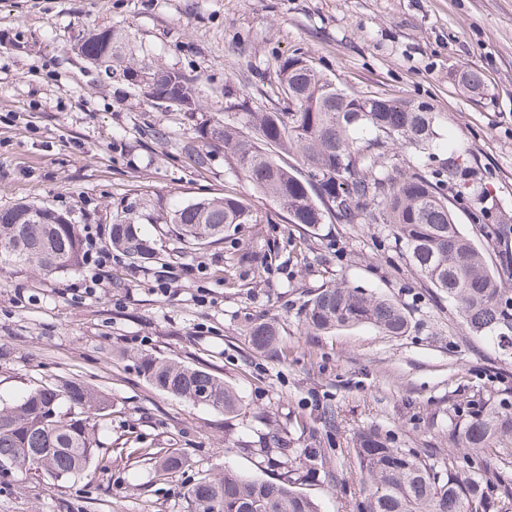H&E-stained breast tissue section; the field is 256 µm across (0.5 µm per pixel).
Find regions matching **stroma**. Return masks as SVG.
Wrapping results in <instances>:
<instances>
[{"mask_svg": "<svg viewBox=\"0 0 512 512\" xmlns=\"http://www.w3.org/2000/svg\"><path fill=\"white\" fill-rule=\"evenodd\" d=\"M110 25L197 76L213 117L242 88L265 102L275 59L297 51L346 90L428 103L482 190L449 187L460 228L490 268L512 271V0H0V208L81 209L101 239L113 201L137 187L171 200L229 189L259 210L256 223L199 250L146 225L155 259L113 252L90 298L73 290L78 273L0 266V407L70 378L112 399L90 468L70 481L0 474V512H193L187 487L228 467L291 481L320 512H361L354 448L367 429L438 465L463 462L449 435L512 388V349L474 335L388 225L271 224L223 154L195 169L183 152L200 142L193 124L145 106L72 52L79 33ZM466 68L482 71L483 94L459 85ZM482 206L492 223H473ZM338 283L399 303L408 331L307 333L303 305ZM260 317L279 328L275 354L248 343ZM138 353L207 366L239 391V412L156 391ZM274 431L287 454L260 448ZM309 448L321 457L308 460ZM143 451H176L185 463L159 475L139 462Z\"/></svg>", "mask_w": 512, "mask_h": 512, "instance_id": "1", "label": "stroma"}]
</instances>
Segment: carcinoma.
Returning a JSON list of instances; mask_svg holds the SVG:
<instances>
[{"label": "carcinoma", "mask_w": 512, "mask_h": 512, "mask_svg": "<svg viewBox=\"0 0 512 512\" xmlns=\"http://www.w3.org/2000/svg\"><path fill=\"white\" fill-rule=\"evenodd\" d=\"M73 50L144 103L174 108L191 122L204 111L197 79L155 60L122 28L89 30ZM275 79L281 106L257 109L247 93L227 99L224 117L200 126L201 146L187 149L194 165L204 170L216 153H224L237 176L288 224L390 225L415 269L458 305L471 332L512 345V294L461 231L445 194L450 181L470 183L469 167L453 153L440 169L389 164L397 149L434 157L438 116L431 106L342 89L303 53L279 59ZM461 82L476 94L484 87L482 72L474 68L462 72ZM254 217L248 199L230 190L187 201L146 193L127 203L122 197L112 204L105 243L141 261L151 256L143 224H169L182 246H202L223 240L230 227L250 224ZM82 257L70 213L26 202L0 208V266L68 272L80 269ZM303 324L310 332L370 324L402 335L409 322L396 303L333 284L309 300ZM247 336L260 354L274 351L279 342L278 327L268 319L254 323ZM137 362L160 392L226 415L240 409L236 390L203 365L151 354ZM511 396L504 390L499 407L455 426L452 445L477 455L512 440ZM110 410L107 395L78 379L31 390L0 409V471L41 469L56 481L81 476L98 451L90 419L101 420ZM355 453L367 512H492L512 499L511 477L475 472L469 465L443 469L427 456L391 447L376 431L358 436ZM154 465L175 472L183 457L172 452ZM186 494L195 512H318V505L288 482L250 478L229 468L198 480Z\"/></svg>", "instance_id": "1"}]
</instances>
